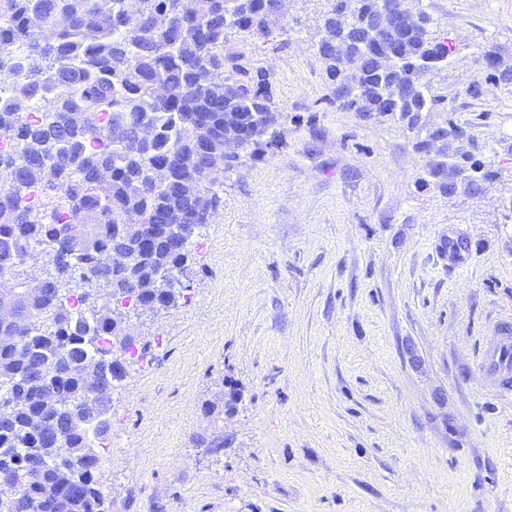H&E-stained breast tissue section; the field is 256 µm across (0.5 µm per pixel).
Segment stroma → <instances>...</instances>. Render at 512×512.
<instances>
[{"label":"stroma","mask_w":512,"mask_h":512,"mask_svg":"<svg viewBox=\"0 0 512 512\" xmlns=\"http://www.w3.org/2000/svg\"><path fill=\"white\" fill-rule=\"evenodd\" d=\"M422 5L456 48L423 119L468 123L500 180L441 193L412 132L336 107L326 0H288L272 41L229 34L273 74L282 144L225 170L189 301L131 319L147 353L112 391L110 512H512V397L478 370L512 317V87L477 61L512 58V0ZM227 382L241 402L211 422ZM479 60L488 78L498 84L512 85V63L502 56L499 49L492 45L482 47Z\"/></svg>","instance_id":"obj_1"}]
</instances>
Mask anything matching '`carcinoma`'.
Here are the masks:
<instances>
[{"label":"carcinoma","mask_w":512,"mask_h":512,"mask_svg":"<svg viewBox=\"0 0 512 512\" xmlns=\"http://www.w3.org/2000/svg\"><path fill=\"white\" fill-rule=\"evenodd\" d=\"M350 14L336 0L323 15L318 47L338 108L398 122L416 135L415 148L461 127L427 128L416 118L442 96L428 75L451 63L456 52L432 29L430 16L392 47L390 64H378L384 46L357 39L359 23L379 0H353ZM0 0V79L12 80L0 97V130L13 151L0 153V301L20 308L16 324L0 323V381L15 404L0 420V470L12 473L14 494L0 512H109L95 472L104 463L112 432L111 394L124 374L112 371L114 342L134 338L112 312L141 303L176 309L189 299L172 282L190 278L188 241L167 225L177 215L208 224L223 205V189L209 180L202 161L221 149L229 169L239 151L256 155L277 146L282 112L271 73L241 53L224 50L229 33L266 42L286 32L275 0ZM350 66L336 65V52ZM487 77L512 85V63L492 45L480 49ZM238 144L224 146V125ZM154 130L135 145L139 128ZM59 149L55 164L44 156ZM479 193L498 172L471 151L451 163L425 162L432 184L450 195L459 171ZM109 194L100 196L102 173ZM81 224L73 243L62 225ZM129 241L136 277L102 273L96 256ZM41 256L51 271L28 276V260ZM101 349L109 356H98ZM100 357L107 392L92 395L70 363ZM46 427L33 428L35 418ZM64 457L70 478L51 465Z\"/></svg>","instance_id":"carcinoma-1"}]
</instances>
